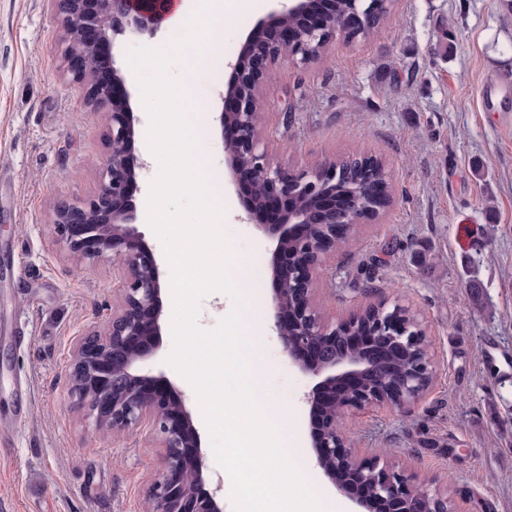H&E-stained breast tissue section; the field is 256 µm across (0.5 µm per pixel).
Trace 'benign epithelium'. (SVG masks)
<instances>
[{"instance_id":"obj_1","label":"benign epithelium","mask_w":512,"mask_h":512,"mask_svg":"<svg viewBox=\"0 0 512 512\" xmlns=\"http://www.w3.org/2000/svg\"><path fill=\"white\" fill-rule=\"evenodd\" d=\"M278 7L264 21L266 36L249 41L245 51L229 63L234 81L223 96L219 115L221 134L235 177L248 188L247 219L272 206L281 218L271 228L276 239L272 265L275 329L288 357L301 370L319 378L306 394L316 415L312 439L316 465L345 492L368 487L360 498L368 512H448V498L421 492L411 476L381 456L358 457L341 423L354 409L387 405L404 409L432 382L431 360H400L404 372L391 375L395 359L417 341L408 309L382 300L365 309L371 317L370 336L353 345V318L326 323L316 306L314 279L325 256L347 238L364 219L376 214L364 198L379 194L382 183L369 179L362 194H347L336 207V183L342 163L309 174L294 175L260 148L253 115L267 68L283 58L311 62L321 58L330 41L347 43L370 36L379 0H354L346 15L327 11L307 18V0H277ZM64 29L79 23L78 40L66 37L62 56L72 81L83 86L86 100L107 116L111 154L101 173L98 193L87 200H63L54 211V229L68 252L86 262L117 259L124 269V288L118 309L102 334L85 336L71 370V394L95 429L121 432L144 422L159 427L164 448L163 468L152 483L149 500L157 512H223L218 490L205 489L200 434L182 398L168 396L163 376L143 372L137 363L154 349L161 336L159 265L136 228L137 210L131 189L136 163L131 146L139 123L131 104L111 41L118 35L154 37L167 15V0H53ZM304 196L314 208L297 210ZM100 217L99 222L91 216ZM322 224L327 232L310 234ZM289 287H284V284ZM387 386L373 388L372 380Z\"/></svg>"}]
</instances>
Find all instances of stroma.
Returning <instances> with one entry per match:
<instances>
[{
  "label": "stroma",
  "instance_id": "1",
  "mask_svg": "<svg viewBox=\"0 0 512 512\" xmlns=\"http://www.w3.org/2000/svg\"><path fill=\"white\" fill-rule=\"evenodd\" d=\"M274 0H236L221 51L235 59L263 34ZM65 31L51 0H0V512H146L163 465L152 424L99 432L76 408L70 370L80 339L104 332L124 280L110 260L78 265L57 240L56 203L96 194L109 154L106 121L65 71ZM116 36V65L140 122L148 116L130 50L166 43ZM498 82L493 95L486 80ZM261 146L291 173L359 155L381 158L393 201L326 257L314 284L335 323L384 299L415 314L434 375L408 408L350 411L342 427L360 457L384 456L448 497L453 512H512V0H396L377 33L331 41L320 60L272 66L261 93ZM205 161L222 188L233 277L264 275L266 356L258 383L289 404L285 435L324 512H365L315 465L306 394L314 376L288 358L274 327L268 226L246 219L247 194L218 125ZM152 168L138 172L136 227L160 263V344L142 363L172 384L197 429L205 423L172 349L170 269L149 227ZM468 219L479 249L459 247Z\"/></svg>",
  "mask_w": 512,
  "mask_h": 512
}]
</instances>
